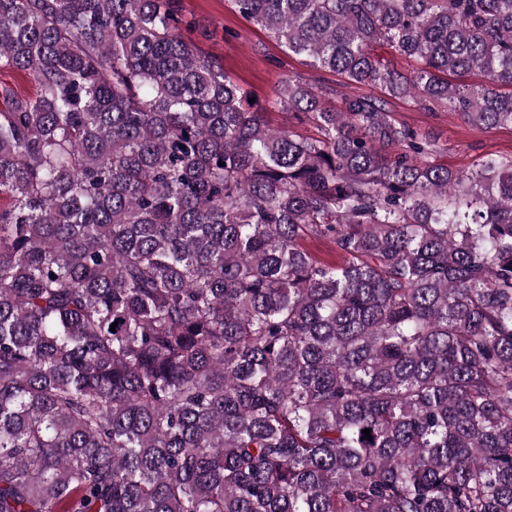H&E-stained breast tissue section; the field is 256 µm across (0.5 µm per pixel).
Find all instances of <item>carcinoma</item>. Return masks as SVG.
<instances>
[{
	"mask_svg": "<svg viewBox=\"0 0 512 512\" xmlns=\"http://www.w3.org/2000/svg\"><path fill=\"white\" fill-rule=\"evenodd\" d=\"M232 2L382 95L251 102L181 0H0V512H512V154L389 109L512 126V0ZM389 107L397 121L428 133L448 148L438 161L450 168L475 171L488 156L512 153L510 127L481 130L466 124L456 112H424L401 100H391ZM302 245L304 249L322 263H337L340 261L333 244L327 239L308 238L303 241Z\"/></svg>",
	"mask_w": 512,
	"mask_h": 512,
	"instance_id": "obj_1",
	"label": "carcinoma"
}]
</instances>
